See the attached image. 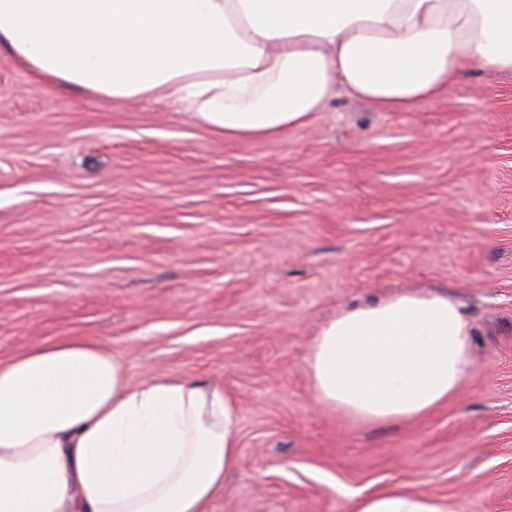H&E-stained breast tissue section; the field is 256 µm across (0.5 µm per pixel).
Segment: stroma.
Masks as SVG:
<instances>
[{
	"mask_svg": "<svg viewBox=\"0 0 512 512\" xmlns=\"http://www.w3.org/2000/svg\"><path fill=\"white\" fill-rule=\"evenodd\" d=\"M405 289L461 303L448 403L364 426L319 406L309 342ZM78 336L129 382L189 377L239 413L209 512H347L395 484L512 512V75L462 65L410 112L338 95L264 138L162 102L46 87L0 50V360Z\"/></svg>",
	"mask_w": 512,
	"mask_h": 512,
	"instance_id": "obj_1",
	"label": "stroma"
}]
</instances>
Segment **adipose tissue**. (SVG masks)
<instances>
[{"label":"adipose tissue","mask_w":512,"mask_h":512,"mask_svg":"<svg viewBox=\"0 0 512 512\" xmlns=\"http://www.w3.org/2000/svg\"><path fill=\"white\" fill-rule=\"evenodd\" d=\"M0 46L39 81L163 101L259 138L337 91L383 112L440 95L461 61L512 73V0H0ZM460 305L403 291L340 310L305 358L318 405L364 425L447 402L469 365ZM223 389L156 375L78 337L0 362V512H207L238 455ZM348 512H448L404 486Z\"/></svg>","instance_id":"obj_1"}]
</instances>
